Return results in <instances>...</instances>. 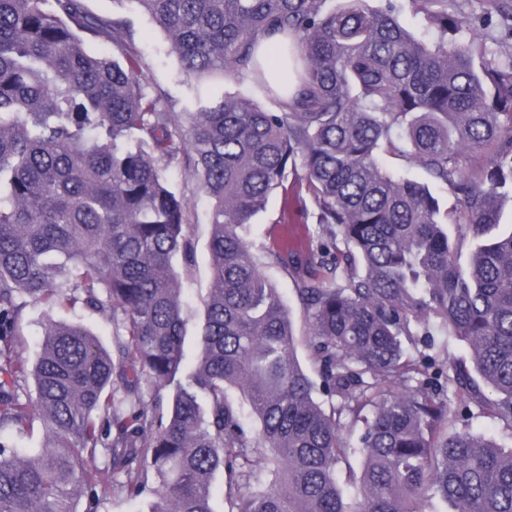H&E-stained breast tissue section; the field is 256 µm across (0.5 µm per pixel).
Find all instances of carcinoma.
I'll return each mask as SVG.
<instances>
[{
	"mask_svg": "<svg viewBox=\"0 0 512 512\" xmlns=\"http://www.w3.org/2000/svg\"><path fill=\"white\" fill-rule=\"evenodd\" d=\"M136 2L186 80L250 84L274 107L227 94L194 112L160 108L124 21L85 0H0V432L34 417L46 432L29 453L0 441V512H76L78 487L117 475L119 492L157 498L149 512H212L218 472L229 512H427L435 500L512 512V449L457 428L447 402L451 392L512 429V231L486 236L512 201V53L464 39L480 28L512 41V0L479 17L421 0L434 40L401 23V0ZM393 150L449 187L455 210L387 171L379 156ZM468 151L485 163L468 168ZM172 164L212 203L192 368ZM291 174L344 246L341 284L314 252H256L241 234ZM270 262L294 273L326 409L263 275ZM74 288L112 319V351L50 319L26 372L17 297L51 308ZM433 318L471 350L473 370L448 367L444 394L424 380L427 356L405 349L432 346ZM360 424L355 448L343 430ZM99 448L109 462L81 467Z\"/></svg>",
	"mask_w": 512,
	"mask_h": 512,
	"instance_id": "cac0c4a2",
	"label": "carcinoma"
}]
</instances>
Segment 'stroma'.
<instances>
[{
	"label": "stroma",
	"instance_id": "stroma-1",
	"mask_svg": "<svg viewBox=\"0 0 512 512\" xmlns=\"http://www.w3.org/2000/svg\"><path fill=\"white\" fill-rule=\"evenodd\" d=\"M90 12L123 19L134 32V49L145 66L147 81L153 93L160 95L162 102L178 112H190L196 107L198 97L217 98L236 90L265 101L262 89L252 85H236L214 79L198 85L186 82L180 73L179 62L170 54L164 34L155 27L135 0H86ZM167 180L186 204L187 232L191 242L190 256H177L176 269L185 288L183 317L187 326L186 351L195 355V336L203 319L201 298L210 284L209 240L212 207L201 191L198 182L190 177L184 166L173 165L166 171ZM293 194L291 205H284L283 194L271 196L265 210L259 212L247 225L244 234L253 248L265 251L275 248L282 240L298 242L300 249L314 248L322 251L325 262H333L335 251L324 250L326 232L318 222V209L304 186L289 184ZM265 275L278 288L292 314L297 336V357L305 372L315 385L314 399L328 404L329 398L320 385L319 365L306 345L309 320L298 299L294 278L285 269L270 264ZM82 292H75L69 301L46 309L42 304L27 302L20 327L19 350L28 363H35L40 355L42 332L47 320L61 323H80L91 329L104 346H111L113 325L110 319L87 307Z\"/></svg>",
	"mask_w": 512,
	"mask_h": 512
}]
</instances>
